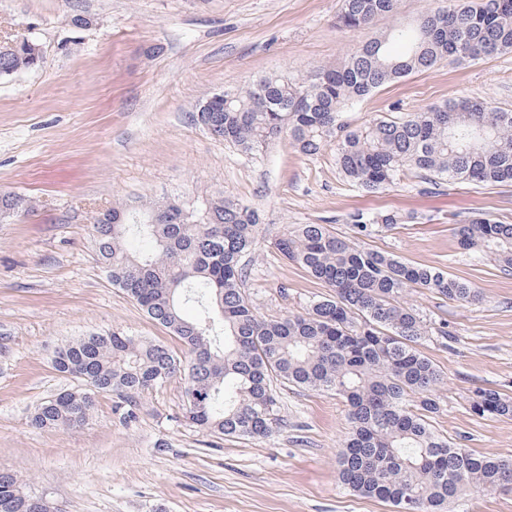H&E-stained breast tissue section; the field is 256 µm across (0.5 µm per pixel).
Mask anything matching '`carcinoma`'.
I'll list each match as a JSON object with an SVG mask.
<instances>
[{
    "instance_id": "1",
    "label": "carcinoma",
    "mask_w": 512,
    "mask_h": 512,
    "mask_svg": "<svg viewBox=\"0 0 512 512\" xmlns=\"http://www.w3.org/2000/svg\"><path fill=\"white\" fill-rule=\"evenodd\" d=\"M399 0H343L337 24L364 32L380 16H398ZM37 43L22 34L0 46V75L39 66ZM512 53V0H443L410 25L361 42L338 65L297 76H262L224 90L213 117L222 140L251 155L286 132L297 152L336 147L344 178L367 191L415 172L437 181L512 185V109L460 100L400 117L381 115L352 127L343 110L376 89L443 60L475 62ZM404 222L388 213L369 222L351 216V233L328 224H299L276 246L330 288L297 314L260 316L243 283L242 258L255 243L259 213L218 197L196 215L172 201L112 208V223L93 218L98 254L122 289L184 347L127 332L92 333L60 347L55 370L83 388L39 403L32 426L68 430L92 416L96 397L114 393L133 404L173 377L184 381V417L200 430L241 439L265 438L281 426L277 384L321 391L346 403L351 432L338 456L339 478L355 494L397 512H443L466 487L512 490V459L475 454L437 434L441 375L416 348L425 335L412 292H435L475 304L471 284L433 268L409 265L356 240ZM461 249L492 256L512 274V224L476 214L454 228ZM195 309V317L183 308ZM478 415L512 416V398L473 392ZM16 473L0 467V512H31Z\"/></svg>"
}]
</instances>
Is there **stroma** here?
Masks as SVG:
<instances>
[{
	"mask_svg": "<svg viewBox=\"0 0 512 512\" xmlns=\"http://www.w3.org/2000/svg\"><path fill=\"white\" fill-rule=\"evenodd\" d=\"M342 0H0V42L29 36L40 66L0 76V191L22 209L0 218V466L59 512H394L354 495L337 460L350 431L345 404L277 389L283 427L269 437L207 434L183 416L172 378L127 406L99 395L74 430L32 428L35 406L77 379L55 351L89 333L125 330L182 345L114 286L93 218L122 204L175 200L191 209L226 196L262 222L243 262L253 307L267 318L303 312L324 284L287 261L276 240L300 224L349 230L355 213L403 216L362 247L431 266L479 289L476 304L430 292L408 301L428 333L417 347L442 374L434 430L477 454L512 457V417L480 416L474 390L512 397V275L465 253L453 228L483 211L512 224V186H430L406 173L368 193L344 180L336 150L305 156L287 135L245 155L195 122L194 107L262 75L345 60L362 33L342 31ZM92 23L74 28L73 15ZM459 98L512 109V53L440 62L382 87L344 113L351 126ZM447 335H438L439 326Z\"/></svg>",
	"mask_w": 512,
	"mask_h": 512,
	"instance_id": "35a3bbf8",
	"label": "stroma"
}]
</instances>
